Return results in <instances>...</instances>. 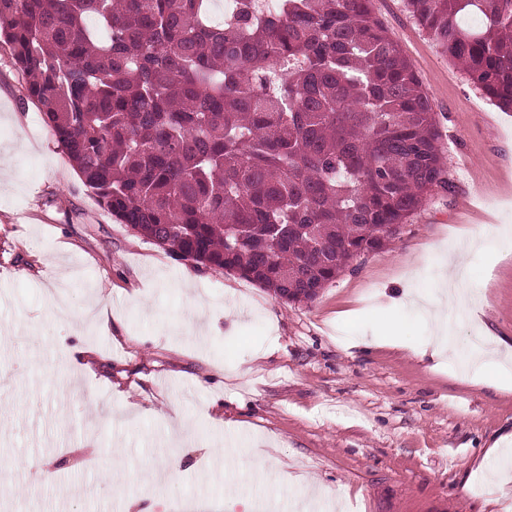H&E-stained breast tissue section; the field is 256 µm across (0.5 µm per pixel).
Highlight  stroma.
I'll list each match as a JSON object with an SVG mask.
<instances>
[{
	"instance_id": "obj_1",
	"label": "stroma",
	"mask_w": 512,
	"mask_h": 512,
	"mask_svg": "<svg viewBox=\"0 0 512 512\" xmlns=\"http://www.w3.org/2000/svg\"><path fill=\"white\" fill-rule=\"evenodd\" d=\"M372 6L431 97L448 185L310 302L195 269L119 223L0 56V512H125L132 495L154 512L178 498L247 512L261 495L295 512L309 489L316 512H504L479 486L489 463L512 490V457L491 454L512 433V388L417 355L432 326L405 294L429 287L439 246L475 240L455 343L482 325L512 341V248L480 242L512 226V112L404 0ZM389 319L394 346L377 341ZM141 406L154 416L137 418ZM28 459L51 461L54 480L31 481Z\"/></svg>"
}]
</instances>
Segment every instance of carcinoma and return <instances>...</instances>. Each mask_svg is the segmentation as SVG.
I'll use <instances>...</instances> for the list:
<instances>
[{
	"mask_svg": "<svg viewBox=\"0 0 512 512\" xmlns=\"http://www.w3.org/2000/svg\"><path fill=\"white\" fill-rule=\"evenodd\" d=\"M211 2L0 0V51L116 220L312 301L447 185L432 101L372 0ZM405 8L512 107V0Z\"/></svg>",
	"mask_w": 512,
	"mask_h": 512,
	"instance_id": "cac0c4a2",
	"label": "carcinoma"
}]
</instances>
